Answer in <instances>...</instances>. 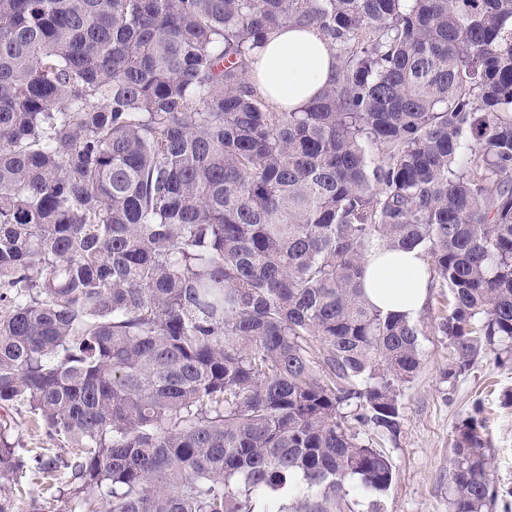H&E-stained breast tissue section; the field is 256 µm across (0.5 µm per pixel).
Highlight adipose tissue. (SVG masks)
I'll list each match as a JSON object with an SVG mask.
<instances>
[{"mask_svg":"<svg viewBox=\"0 0 512 512\" xmlns=\"http://www.w3.org/2000/svg\"><path fill=\"white\" fill-rule=\"evenodd\" d=\"M336 77V61L325 38L311 27L279 30L263 47L250 81L279 110L309 102ZM366 298L382 312L415 318L430 285L420 251H381L369 255L361 277Z\"/></svg>","mask_w":512,"mask_h":512,"instance_id":"1","label":"adipose tissue"}]
</instances>
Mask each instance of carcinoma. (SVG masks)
<instances>
[{
    "instance_id": "1",
    "label": "carcinoma",
    "mask_w": 512,
    "mask_h": 512,
    "mask_svg": "<svg viewBox=\"0 0 512 512\" xmlns=\"http://www.w3.org/2000/svg\"><path fill=\"white\" fill-rule=\"evenodd\" d=\"M336 81L295 112L249 81L283 26ZM421 250L453 386L512 354V0H0V408L26 512H385L417 321L361 288ZM450 512H494L482 406ZM7 419H11L16 423L13 436L18 440L20 446L23 448H49L51 455L58 454L67 456L72 448L62 438L50 439L39 431L34 424L30 421L28 413L25 409H9L7 410ZM10 417H13L10 418Z\"/></svg>"
}]
</instances>
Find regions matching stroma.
Segmentation results:
<instances>
[{
  "label": "stroma",
  "mask_w": 512,
  "mask_h": 512,
  "mask_svg": "<svg viewBox=\"0 0 512 512\" xmlns=\"http://www.w3.org/2000/svg\"><path fill=\"white\" fill-rule=\"evenodd\" d=\"M441 300V289L431 288L417 317L422 360L400 398L397 437L361 432L365 440L385 449L396 467V479L385 495L386 510L448 512V456L458 426L478 401L495 457L494 476L504 492L496 512H512V405L504 401L512 392V359L484 357L468 376L448 386L442 373L452 354L433 328Z\"/></svg>",
  "instance_id": "1"
}]
</instances>
